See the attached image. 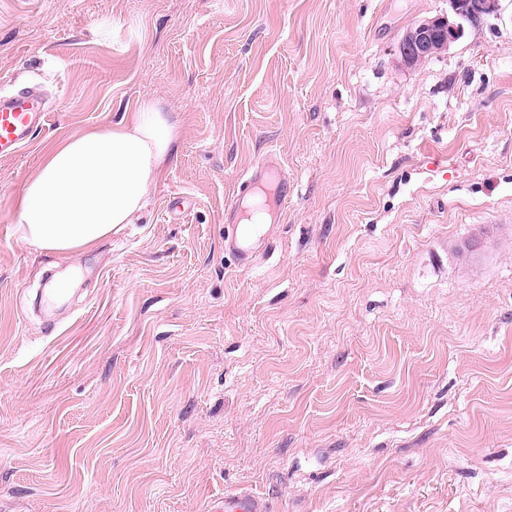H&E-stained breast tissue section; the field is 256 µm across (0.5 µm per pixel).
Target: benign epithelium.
I'll return each mask as SVG.
<instances>
[{"mask_svg": "<svg viewBox=\"0 0 512 512\" xmlns=\"http://www.w3.org/2000/svg\"><path fill=\"white\" fill-rule=\"evenodd\" d=\"M454 16H440L418 22L405 30L399 44L400 61L416 66L448 49L463 31L462 22L497 15L499 0H448Z\"/></svg>", "mask_w": 512, "mask_h": 512, "instance_id": "7a95c632", "label": "benign epithelium"}]
</instances>
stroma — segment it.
<instances>
[{
  "label": "stroma",
  "mask_w": 512,
  "mask_h": 512,
  "mask_svg": "<svg viewBox=\"0 0 512 512\" xmlns=\"http://www.w3.org/2000/svg\"><path fill=\"white\" fill-rule=\"evenodd\" d=\"M448 0H0V512H512V0L447 51ZM152 101L176 155L136 223L29 247L47 149ZM277 153L252 267L224 213ZM481 235L473 254L460 247ZM500 0H448L454 17L440 16L410 26L399 44L400 61L407 67L416 66L427 58L446 51L463 31V21H474L497 15ZM49 106L35 86L0 94V158L20 155L47 121ZM206 512H271L268 501L251 491L224 495L211 501Z\"/></svg>",
  "instance_id": "1"
}]
</instances>
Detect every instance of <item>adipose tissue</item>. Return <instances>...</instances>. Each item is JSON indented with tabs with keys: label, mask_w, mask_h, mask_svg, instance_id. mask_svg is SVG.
<instances>
[{
	"label": "adipose tissue",
	"mask_w": 512,
	"mask_h": 512,
	"mask_svg": "<svg viewBox=\"0 0 512 512\" xmlns=\"http://www.w3.org/2000/svg\"><path fill=\"white\" fill-rule=\"evenodd\" d=\"M178 143L176 125L152 102L108 127L63 138L12 200L24 241L69 254L134 223Z\"/></svg>",
	"instance_id": "obj_1"
}]
</instances>
